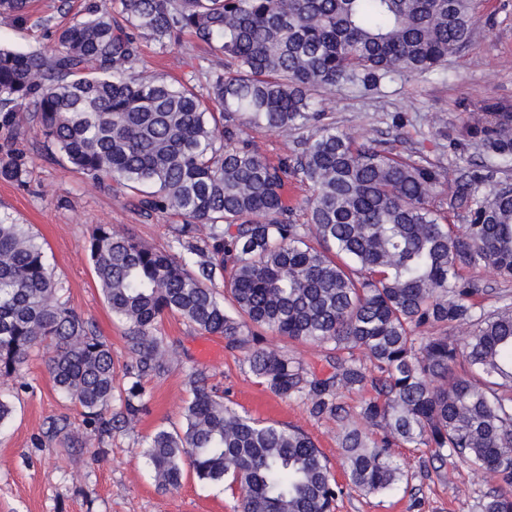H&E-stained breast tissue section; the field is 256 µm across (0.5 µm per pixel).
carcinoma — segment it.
<instances>
[{"label": "carcinoma", "instance_id": "cac0c4a2", "mask_svg": "<svg viewBox=\"0 0 512 512\" xmlns=\"http://www.w3.org/2000/svg\"><path fill=\"white\" fill-rule=\"evenodd\" d=\"M106 0L55 32L45 51L0 47V126L32 112L71 169L137 195L146 213L175 214L187 254L206 232V259L158 251L110 224L87 254L104 301L125 325L117 360L87 321L60 301L62 282L27 224L0 220V377L18 376L48 343L57 391L80 407L98 443L145 411L141 381L162 375L169 348L159 325L178 315L243 353L272 393L299 398L343 429L348 485L385 493L404 471L390 449L455 456L491 484L478 512H512V296L468 272L512 279V105L490 101L466 128L490 166L438 167L322 122L317 97L376 88L444 69L469 42L473 0ZM32 0H0V16L30 19ZM189 32L209 46L206 93L136 77L140 37L169 48ZM306 129L276 164L250 129ZM23 158L0 155V179L21 182ZM311 195L296 224L288 179ZM448 187V208L431 194ZM462 210L467 223L451 224ZM222 278L224 295L215 288ZM496 297L487 308L478 299ZM465 325L468 335L448 337ZM325 350L319 377L265 335ZM360 349L369 370L356 362ZM179 428L153 433L145 455L158 487L198 481L240 491V512H332L343 493L303 430L263 422L224 402L204 377ZM370 388L352 414L338 387ZM119 413L105 415L112 400ZM377 428L369 437L354 418Z\"/></svg>", "mask_w": 512, "mask_h": 512}]
</instances>
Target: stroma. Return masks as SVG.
<instances>
[{"label": "stroma", "mask_w": 512, "mask_h": 512, "mask_svg": "<svg viewBox=\"0 0 512 512\" xmlns=\"http://www.w3.org/2000/svg\"><path fill=\"white\" fill-rule=\"evenodd\" d=\"M88 2L36 0L45 25L0 19V45L47 49L54 26ZM474 6L472 37L449 56L444 71L404 75L372 91H338L321 104L325 120L360 138L393 143L416 160L443 167L459 160L481 164L482 150L465 141L463 131L484 101L512 102V0H475ZM144 54L147 76L205 83L209 50L192 35L164 51L145 41ZM10 150L22 153L27 174L21 184L0 180V218L31 225L63 283L64 301L94 325L115 358L124 359L125 327L98 290L86 253L89 235L95 225L109 224L150 247L175 252L172 227L178 216L145 214L136 196H119L85 180L47 147L28 116H21L17 129H0V154ZM160 329L171 350L170 364L163 375L144 382L146 414L113 430L95 457L45 434L51 420L65 417L72 436L95 441L79 409L57 394L44 364L47 350L33 354L21 375L0 378V393L14 406L12 418L0 428V512H237L234 491L201 484L190 473L178 490H158L144 455L146 439L157 428L179 425L191 397L190 378L197 374L238 411L304 430L337 481L345 482L338 422L312 417L302 400L270 392L223 336L199 332L170 314ZM395 456L406 474L401 483L379 495L346 490L333 512H477L488 489L481 471L453 457L438 463L426 448L400 447Z\"/></svg>", "instance_id": "stroma-1"}]
</instances>
